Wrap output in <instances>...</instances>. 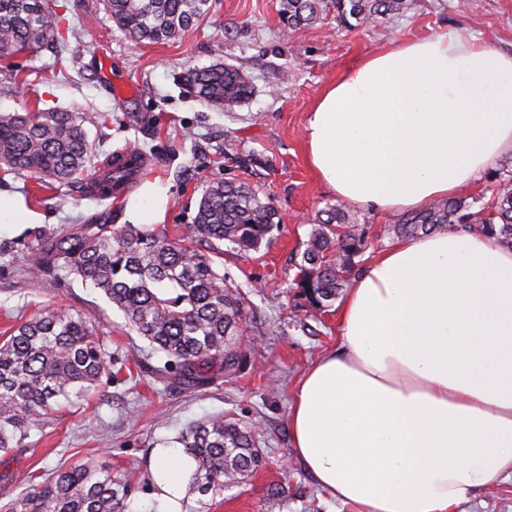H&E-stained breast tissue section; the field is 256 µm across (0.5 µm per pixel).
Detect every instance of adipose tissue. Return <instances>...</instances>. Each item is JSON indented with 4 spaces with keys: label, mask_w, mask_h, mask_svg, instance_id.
<instances>
[{
    "label": "adipose tissue",
    "mask_w": 512,
    "mask_h": 512,
    "mask_svg": "<svg viewBox=\"0 0 512 512\" xmlns=\"http://www.w3.org/2000/svg\"><path fill=\"white\" fill-rule=\"evenodd\" d=\"M306 147L336 197L417 211L512 152V54L440 34L363 57L319 94ZM335 351L304 373L294 455L353 512H455L512 480V249L466 232L402 238L355 277ZM193 464L156 449L163 512Z\"/></svg>",
    "instance_id": "adipose-tissue-1"
}]
</instances>
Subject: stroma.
I'll use <instances>...</instances> for the list:
<instances>
[{
  "label": "stroma",
  "instance_id": "1",
  "mask_svg": "<svg viewBox=\"0 0 512 512\" xmlns=\"http://www.w3.org/2000/svg\"><path fill=\"white\" fill-rule=\"evenodd\" d=\"M53 24L66 47L22 53L0 62V111L79 113L93 145L90 168L116 149L137 144L149 165L120 202L88 194V176L46 187L24 173L0 172V195L18 200L19 224L0 222V332L56 306L98 321L119 374L85 399L64 404L28 449L0 458V499L17 493L16 475L41 473L88 455L108 461L138 488L131 512H149L150 465L160 443L192 422L221 414L255 425L265 468L221 496L188 497L186 512H337L293 457L288 412L312 362L335 350L336 307L313 309L294 284L315 214L336 196L315 176L304 140L308 113L328 83L364 56L396 41L459 32L512 53V0H410L403 14L368 27H350L335 13L290 33L279 21V0H210L208 15L165 43H131L101 0H58ZM231 64L252 78L253 93L230 108L200 101L182 84L192 69ZM257 185L282 218L259 250L225 252L217 264L246 295L239 336L250 361L243 370L200 391L169 390L156 374L163 354L124 326L122 313L98 290L59 270L31 278L30 229L54 234L83 224H126L145 186L163 195L153 229L185 234L214 179ZM365 226L362 265L391 239L394 214L350 205ZM152 370L135 374L139 360ZM281 488L271 498V488Z\"/></svg>",
  "mask_w": 512,
  "mask_h": 512
}]
</instances>
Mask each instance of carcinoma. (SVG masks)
<instances>
[{
	"instance_id": "cac0c4a2",
	"label": "carcinoma",
	"mask_w": 512,
	"mask_h": 512,
	"mask_svg": "<svg viewBox=\"0 0 512 512\" xmlns=\"http://www.w3.org/2000/svg\"><path fill=\"white\" fill-rule=\"evenodd\" d=\"M136 44L162 43L192 29L210 0H101ZM409 0H280L284 28L299 31L336 11L355 26L373 24L406 11ZM55 0H0V58L57 48L52 24ZM195 97L231 107L253 93L250 76L216 64L188 73ZM91 146L76 112H0V165L57 183H68L86 168ZM244 181L211 182L201 197L188 234L170 238L133 224H87L75 232H30L36 241L31 270L64 269L100 290L123 313L125 325L166 356L161 375L179 391L203 389L234 375L247 354L236 344L243 307L237 289L216 259L224 247L258 249L280 224L271 201ZM446 228L477 232L512 247V179L495 184L491 203L468 198L437 201L397 218L387 228L409 237ZM367 247L364 228L346 221L340 207L316 217L296 287L311 306L331 305L349 281ZM112 378V353L97 336L95 322L47 307L0 336V452L25 444L42 427L59 400L67 402ZM174 443L194 463L187 493L219 496L251 476L265 459L250 427L222 416L186 427ZM21 491L0 512H128L137 491L94 456L54 470L41 481L16 477Z\"/></svg>"
}]
</instances>
